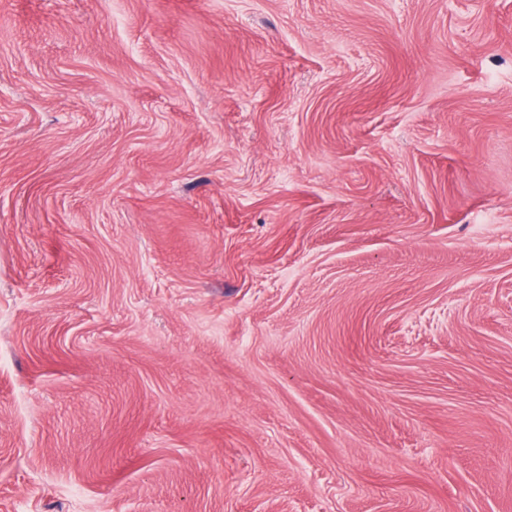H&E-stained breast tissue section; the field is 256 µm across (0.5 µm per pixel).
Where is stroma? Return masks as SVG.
<instances>
[{
    "label": "stroma",
    "mask_w": 512,
    "mask_h": 512,
    "mask_svg": "<svg viewBox=\"0 0 512 512\" xmlns=\"http://www.w3.org/2000/svg\"><path fill=\"white\" fill-rule=\"evenodd\" d=\"M0 512H512V0H0Z\"/></svg>",
    "instance_id": "obj_1"
}]
</instances>
